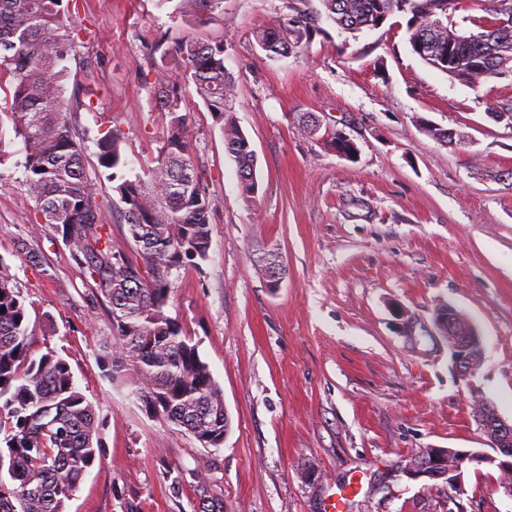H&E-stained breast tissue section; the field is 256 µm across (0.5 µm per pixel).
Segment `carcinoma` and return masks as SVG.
<instances>
[{"label": "carcinoma", "mask_w": 512, "mask_h": 512, "mask_svg": "<svg viewBox=\"0 0 512 512\" xmlns=\"http://www.w3.org/2000/svg\"><path fill=\"white\" fill-rule=\"evenodd\" d=\"M323 11L291 8L285 20L256 31L271 58L308 44L327 20L345 31L376 28L394 13L409 15L415 54L433 47L424 62L473 88L505 74L504 48L512 55V16L490 0L474 16L477 31L457 40L448 22L456 0H321ZM65 0H0V80L8 79L9 116L22 138L27 194L40 223L50 224L86 265L110 306L114 344L102 355L112 379L133 371L134 393L147 410L184 428L204 447L224 444V394L197 345L167 314L171 271L208 260L212 200L191 157L188 113L177 83L155 90V106L167 119L166 136L147 178H121L127 232L138 258L112 248L102 224L97 181L83 161V146L69 121L63 65L78 34L68 23ZM188 75L222 123L224 145L240 183L257 190L256 157L231 115L235 85L224 66V43L187 34L160 56ZM98 166L118 178L127 161L119 134L98 139ZM0 512H64L79 485L101 461V422L79 390L68 362L52 350H33L25 302L11 267L0 258ZM195 512H224L209 479L195 477Z\"/></svg>", "instance_id": "1"}]
</instances>
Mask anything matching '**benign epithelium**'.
Returning a JSON list of instances; mask_svg holds the SVG:
<instances>
[{
  "label": "benign epithelium",
  "mask_w": 512,
  "mask_h": 512,
  "mask_svg": "<svg viewBox=\"0 0 512 512\" xmlns=\"http://www.w3.org/2000/svg\"><path fill=\"white\" fill-rule=\"evenodd\" d=\"M464 315L453 307L439 312L435 323L446 336L448 347L456 359L458 375L466 381L474 376L482 359V340L475 329L462 332L458 329ZM475 420L489 447L483 451H462L455 448H421L407 460L402 472L411 480H439L449 488L462 490L465 474L472 468L491 466L512 475V423L503 420L489 401L476 404Z\"/></svg>",
  "instance_id": "7a95c632"
}]
</instances>
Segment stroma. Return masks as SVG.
<instances>
[{"instance_id": "obj_1", "label": "stroma", "mask_w": 512, "mask_h": 512, "mask_svg": "<svg viewBox=\"0 0 512 512\" xmlns=\"http://www.w3.org/2000/svg\"><path fill=\"white\" fill-rule=\"evenodd\" d=\"M292 0H73L79 33L65 97L95 177L114 249L136 258L124 205L97 164V141L122 135L124 171L142 174L166 126L155 86L180 83L193 158L213 202L209 258L174 270L168 313L224 392L230 430L206 448L150 417L103 370L113 336L106 298L26 194L22 142L0 87V258L12 268L36 352L65 358L103 422V458L65 512H194L193 473L224 512H512L499 470L463 491L409 480L422 448L482 450L479 400L512 420V129L489 119L512 99V74L471 88L429 66L407 18L347 32L326 22L305 48L273 60L255 32ZM224 43L233 116L256 155L247 196L194 84L157 67L156 45L184 34ZM320 130L303 134L300 116ZM453 129L446 145L429 132ZM341 131L350 158L327 145ZM27 249H20V241ZM285 274L269 288L262 259ZM451 305L475 324L482 362L460 381L434 317ZM187 478L173 493L167 473Z\"/></svg>"}]
</instances>
